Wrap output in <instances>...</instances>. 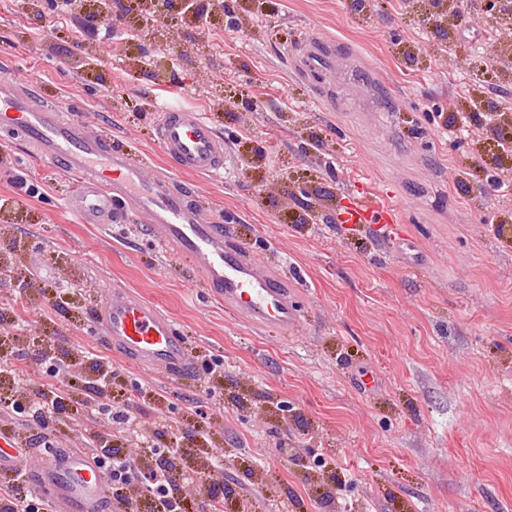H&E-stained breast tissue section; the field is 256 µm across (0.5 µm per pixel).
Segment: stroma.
Masks as SVG:
<instances>
[{
	"label": "stroma",
	"instance_id": "35a3bbf8",
	"mask_svg": "<svg viewBox=\"0 0 512 512\" xmlns=\"http://www.w3.org/2000/svg\"><path fill=\"white\" fill-rule=\"evenodd\" d=\"M210 38L192 13H172L165 47L148 50L145 13L123 15L129 38L106 36L99 0H77L54 37L55 0H0V76L23 73L48 101L79 107L93 130L168 172L226 240L279 271L297 294L301 324L245 325L213 300L191 263L161 250L147 218L82 224L68 212L72 181L0 129V398L11 367L30 396L63 391L54 424L64 446L110 435L87 406L92 359L119 370L121 394L148 383L156 412L179 424L183 466L201 471L224 451V512H318L339 489L350 512H512V196L483 187L502 151L484 124L512 109V71L465 69L462 54L500 34L499 21L451 20L437 36L430 0H225ZM235 29H228V20ZM84 30L74 47L75 30ZM334 51L335 71L311 67V46ZM182 83L186 107L230 144L234 170L217 178L169 170L153 134L160 90ZM469 93L481 124L465 142L438 134L433 112ZM322 138L314 147V138ZM45 190L31 198L12 176ZM400 207L407 239L347 224L358 184ZM73 285L59 298V280ZM120 284L172 318L193 356L224 359L206 388L198 368L167 377L115 352L97 333V302ZM64 360V377L36 357ZM208 429V442L188 437ZM335 469L313 467L314 455Z\"/></svg>",
	"mask_w": 512,
	"mask_h": 512
}]
</instances>
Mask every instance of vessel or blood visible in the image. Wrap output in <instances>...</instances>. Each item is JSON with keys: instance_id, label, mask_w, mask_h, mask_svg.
Returning <instances> with one entry per match:
<instances>
[{"instance_id": "obj_1", "label": "vessel or blood", "mask_w": 512, "mask_h": 512, "mask_svg": "<svg viewBox=\"0 0 512 512\" xmlns=\"http://www.w3.org/2000/svg\"><path fill=\"white\" fill-rule=\"evenodd\" d=\"M0 127L17 131L26 148L57 164L75 181L67 201L86 224H112L126 210L146 215L153 240L178 257L190 259L212 298L256 327L295 329L301 313L283 277L246 249L224 241L223 225L209 221L175 188L166 174L145 176L111 137L92 132L81 113L44 100L31 80L13 74L0 78ZM155 133L169 164L184 173L217 176L235 165L222 135L199 112L174 100L155 112ZM349 224H379L396 242L399 209L356 196L345 217ZM95 322L115 351L135 364L178 375L192 366V355L173 320L140 295L113 285L96 306ZM36 489L61 512H98L105 494V473L82 449L37 460Z\"/></svg>"}]
</instances>
